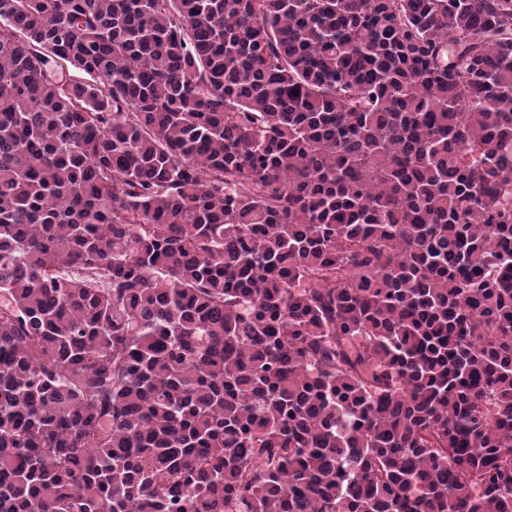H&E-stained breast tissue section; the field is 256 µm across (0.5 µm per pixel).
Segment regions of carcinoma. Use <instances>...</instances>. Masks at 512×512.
<instances>
[{
    "label": "carcinoma",
    "mask_w": 512,
    "mask_h": 512,
    "mask_svg": "<svg viewBox=\"0 0 512 512\" xmlns=\"http://www.w3.org/2000/svg\"><path fill=\"white\" fill-rule=\"evenodd\" d=\"M0 512H512V0H0Z\"/></svg>",
    "instance_id": "1"
}]
</instances>
